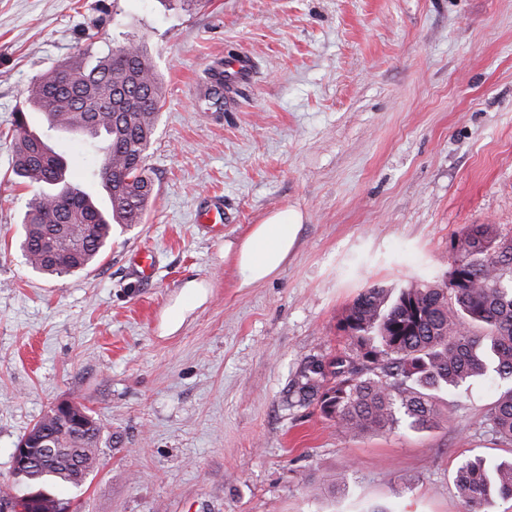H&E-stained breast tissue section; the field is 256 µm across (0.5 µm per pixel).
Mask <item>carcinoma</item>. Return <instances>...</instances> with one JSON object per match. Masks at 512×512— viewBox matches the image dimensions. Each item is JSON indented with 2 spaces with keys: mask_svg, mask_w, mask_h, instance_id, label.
<instances>
[{
  "mask_svg": "<svg viewBox=\"0 0 512 512\" xmlns=\"http://www.w3.org/2000/svg\"><path fill=\"white\" fill-rule=\"evenodd\" d=\"M207 98L224 99L223 64L209 69ZM163 90L143 46L130 42L87 61L43 72L26 102L67 124L90 122L94 135H112L109 153L96 155L95 170L112 182L110 208L68 176V165L46 141L32 135L26 112H14L12 172L40 191L23 217L21 249L31 267L63 277L94 263L112 242L113 225L144 221L153 184L145 157L155 131ZM444 278L415 279L397 294L373 286L355 299L342 328L356 343V359L331 373L319 360L299 376L301 402H316L340 430L357 437L393 427L404 418L412 429L439 427L447 418L439 391L493 371L505 390L486 412L490 431L512 445V238L495 224H473L452 243ZM333 383H327V376ZM88 428L73 433L47 412L34 428L53 448H71L85 474L100 465L101 429L88 410ZM67 456L56 457L23 479L34 486L56 480L75 488ZM456 484L468 512H482L492 495L512 497V462L488 465L475 457L457 470Z\"/></svg>",
  "mask_w": 512,
  "mask_h": 512,
  "instance_id": "cac0c4a2",
  "label": "carcinoma"
}]
</instances>
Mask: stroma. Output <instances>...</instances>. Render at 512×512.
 Returning <instances> with one entry per match:
<instances>
[{
  "label": "stroma",
  "instance_id": "35a3bbf8",
  "mask_svg": "<svg viewBox=\"0 0 512 512\" xmlns=\"http://www.w3.org/2000/svg\"><path fill=\"white\" fill-rule=\"evenodd\" d=\"M131 41L163 86L155 198L97 265L41 274L4 135L39 74ZM240 55L249 81L206 110L208 69ZM218 200L223 225L200 223ZM289 208L287 264L241 287L225 248ZM473 224L512 236V0H0V490L26 491L12 452L69 400L102 436L82 486L50 488L75 512H467L461 462L512 460L484 422L491 379L441 393L440 427L355 439L296 387L309 359L354 352L341 321L363 290L444 277Z\"/></svg>",
  "mask_w": 512,
  "mask_h": 512
}]
</instances>
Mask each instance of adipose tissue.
<instances>
[{"mask_svg":"<svg viewBox=\"0 0 512 512\" xmlns=\"http://www.w3.org/2000/svg\"><path fill=\"white\" fill-rule=\"evenodd\" d=\"M304 216L285 209L253 225L234 249V260L243 273L242 287L249 288L275 276L293 251Z\"/></svg>","mask_w":512,"mask_h":512,"instance_id":"ef3b65f1","label":"adipose tissue"}]
</instances>
